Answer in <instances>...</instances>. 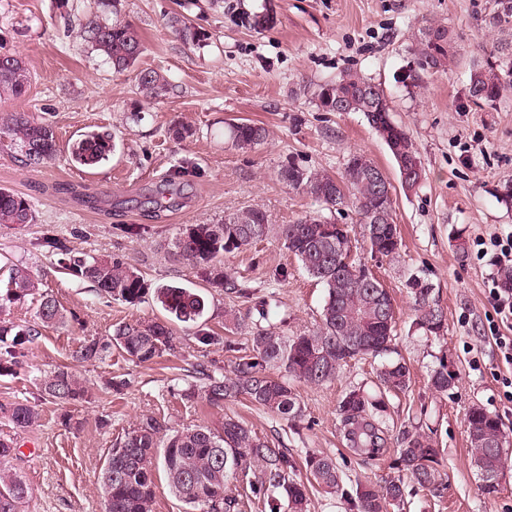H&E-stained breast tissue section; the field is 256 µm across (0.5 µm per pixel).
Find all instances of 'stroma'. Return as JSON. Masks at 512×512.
<instances>
[{"mask_svg": "<svg viewBox=\"0 0 512 512\" xmlns=\"http://www.w3.org/2000/svg\"><path fill=\"white\" fill-rule=\"evenodd\" d=\"M121 20L143 35L145 50L132 69L115 72L77 35L78 20L97 10V0H0V55L25 64L26 97L0 92L1 112H29L52 126L56 156L30 166L18 143L0 137V188L24 196L32 224H0V290L8 267L28 266L43 291L52 294L74 321L40 328L24 357L0 376V438L14 440L12 468L30 486L22 512H102L101 470L112 445L142 415L164 417L168 429L221 426L225 416L244 421L257 435L279 443L297 459L311 454L335 457L345 484L379 481L392 460L366 461L352 454L338 430L336 408L356 386L374 390L376 363L344 367L320 386L295 384L301 418L285 420L257 409L245 398L214 407L189 401L184 392L203 366L228 374L233 354L224 337L246 345L252 332L274 327L296 336L320 321L326 290L308 275L276 236L224 257L225 272L252 290L237 298L211 287L201 272L171 253L170 241L184 224H218L225 215L251 207L266 210L272 224H290L318 211L305 193L278 177L292 162L307 170L338 174L349 154L360 150L387 174L394 221L401 245L397 254L371 258L365 241L355 255L367 263L392 295L396 307L398 357L410 366L409 389L391 398L389 428L426 423L441 450L447 477L443 498L419 491L403 512H512V452L500 490L484 495L470 463L466 413L480 405L499 415L512 432V394L502 384L512 374L491 336V328L512 336L489 290L497 281L494 252L478 253V242L512 232V206L499 198L512 178V89L482 107L471 103L472 67L481 64L500 40L483 22L492 0H122ZM269 10L271 28L253 29V13ZM180 19L208 33L200 45L184 44L171 22ZM443 25L457 50L446 71L427 77L423 87L406 89L400 78L414 61L415 38L425 26ZM163 73L171 91L158 101L137 91L138 71ZM350 71L380 83L392 102L391 119L412 136L424 180L412 192L400 185L385 144L358 112L320 110L303 85L320 84ZM248 119L270 130L267 144L254 150L231 147L224 123ZM188 125L190 137L175 141L174 123ZM109 130L116 150L101 165L74 164L68 145L93 129ZM184 182L182 205L157 210L154 199L169 181ZM140 232L127 234V225ZM462 230L456 245L453 230ZM63 242L75 256L109 255L129 263L149 286L179 283L207 297L194 323L171 321L177 353L137 363L112 352L79 372L92 387L88 401L62 404L44 393L46 371L67 363L85 338L109 335L116 325L164 318L152 293L137 304L99 294L88 280L61 267L47 238ZM429 283L446 316L440 337L415 324L411 278ZM267 302L270 320L255 306ZM247 317L243 331L227 332L224 313ZM215 341L199 342V330ZM456 371L448 395L433 393L429 373L440 361ZM123 382L115 393L107 380ZM35 406L37 426L20 431L4 410L13 403Z\"/></svg>", "mask_w": 512, "mask_h": 512, "instance_id": "35a3bbf8", "label": "stroma"}]
</instances>
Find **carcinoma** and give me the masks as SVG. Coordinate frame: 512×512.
<instances>
[{"label":"carcinoma","instance_id":"cac0c4a2","mask_svg":"<svg viewBox=\"0 0 512 512\" xmlns=\"http://www.w3.org/2000/svg\"><path fill=\"white\" fill-rule=\"evenodd\" d=\"M488 27L512 33V0H494L487 14ZM181 40L198 45L208 40L207 33L185 23H176ZM81 39L98 52L117 72L134 66L144 50L139 30L119 20L109 22L97 12L83 16L79 23ZM455 54L449 31L430 25L416 36V68L407 75L409 86L419 87L423 76L445 70ZM494 61L475 69L469 84V98L476 106L494 102L502 90L512 87V38L495 47ZM139 93L147 99H159L171 90L170 83L157 70H141L136 75ZM29 79L19 58L0 66V90L20 98L26 95ZM316 106L324 112H359L368 124L389 125L388 105L382 103L384 89L351 72L336 80L318 84L310 90ZM0 132L19 142L29 164L51 160L58 147L51 126L29 112H10L0 116ZM238 149H252L266 143L269 130L261 123L241 121L228 124L225 131ZM115 148L112 134L91 130L80 135L71 147L73 162L94 167L106 160ZM373 172L380 167L366 154L354 152L343 172L334 176L309 171L290 162L281 166L278 177L288 186L301 189L330 212L346 207L367 224L369 215L381 206L378 190L360 179L359 164ZM183 199L181 187L171 183L160 191L157 205H177ZM32 209L25 198L0 189V224H31ZM330 218L308 214L292 224H281L277 235L306 272L316 270L314 278L326 288V299L319 326L299 336L284 338L276 331L259 330L250 336L249 353L235 357L231 374L215 377L204 367L197 373L202 383L190 388L189 398H200L210 405L245 396L255 407L283 419L301 417L302 409L290 381L321 385L336 378L340 369L352 361L376 358L392 349L395 340V308L391 294L374 276L367 277L363 264L350 260L351 229L331 223L332 231H321ZM380 235L371 245L389 257L399 249L395 238L397 225H379ZM271 231L268 215L260 207L224 217L220 224L182 226L171 243L173 254L189 262L207 280L227 294L247 298L248 289L224 274V254L243 249L266 238ZM65 256L63 264L71 274L91 281L102 293L128 304L139 302L146 291L143 277L136 269L111 256L73 257L65 246L52 242ZM11 288L0 294V310L28 296L39 295L38 318L44 325H63L66 310L48 293L39 292L28 266L18 263L9 269ZM416 325L437 337L445 329L443 308L431 298L432 288L420 279H412ZM157 301L173 318L195 323L202 317L206 300L198 292L175 284L155 288ZM382 298L387 312L368 311ZM38 330L34 325L13 324L0 319V373L9 372L23 355ZM138 363H148L163 353L177 349L176 337L164 321H135L117 325L105 338L85 340L72 359L77 363L103 360L112 349ZM379 394L368 395L355 387L345 393L337 408L338 429L346 447L364 460H375L397 445L396 457L381 485L358 481L346 488L329 455H309L305 464L321 490L348 503L353 512H400L413 490H426L441 498L447 484L439 469L440 449L422 424L389 434L383 421L389 410L387 395L405 392L411 383L406 364L389 361L377 370ZM430 386L439 395L448 394V366L440 364L430 373ZM49 396L63 402L82 400L88 390L69 366L57 367L42 378ZM15 427L29 429L39 422V413L27 403H17L8 411ZM471 463L479 480L501 471L502 453L509 447V436L499 417L479 405L467 413ZM16 454L13 443L0 440V512H20L31 497L26 481L12 471ZM160 465L174 495L184 503L186 512H310L311 498L305 483L297 478L298 464L273 442L257 435L242 421L224 418L219 429L205 425L165 433V423L152 414L142 416L125 433L107 457L101 473L103 512H152L155 492L154 465Z\"/></svg>","mask_w":512,"mask_h":512}]
</instances>
